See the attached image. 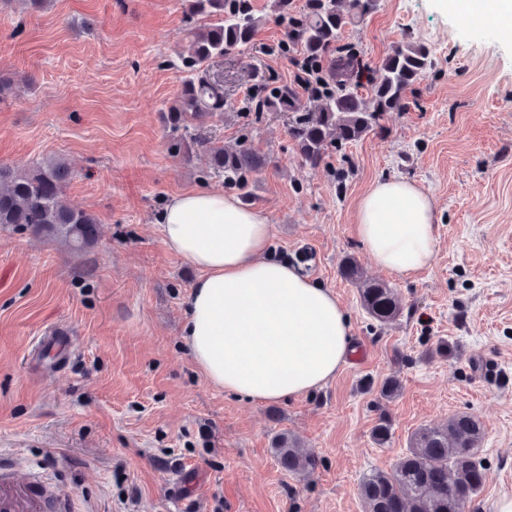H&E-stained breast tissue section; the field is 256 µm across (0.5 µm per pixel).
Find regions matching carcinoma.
I'll list each match as a JSON object with an SVG mask.
<instances>
[{
    "instance_id": "cac0c4a2",
    "label": "carcinoma",
    "mask_w": 512,
    "mask_h": 512,
    "mask_svg": "<svg viewBox=\"0 0 512 512\" xmlns=\"http://www.w3.org/2000/svg\"><path fill=\"white\" fill-rule=\"evenodd\" d=\"M188 12L201 20L192 30L188 55L180 58L187 73L176 103L164 114V122L174 136L176 149L186 159L203 151L215 172L228 185L245 184L247 176L268 164L250 147L234 149L201 136L206 118L224 110V82L211 77L204 64L214 57L246 49L256 32L251 0H186ZM305 0L303 9L288 15V0H276V17L288 19V45L300 50L314 63L329 61L322 74L323 89L316 105L306 108L296 103L286 86L271 88L260 97L258 110L278 108L293 112L288 134L296 142L302 160L316 167L329 148L359 140L379 124L387 112L406 107L407 93L433 69L429 51L407 43L395 48L382 62L379 80L367 91L360 88V62L348 47L339 44L344 28L373 13L378 0ZM69 169L59 158L24 168L0 166V228L22 226L49 239H60L77 250L93 242L96 218L85 209L62 201ZM339 274L358 288L367 313L380 323L397 318L401 302L394 288L364 276L356 260L347 258ZM400 391L397 379H386L379 390V415L372 428L373 441L380 447L392 438V419L385 403ZM484 432L479 419L467 412L448 417L439 427L414 431L408 449L388 469H376L360 482L364 512H465L483 490L485 469L479 460ZM273 453L281 468L301 474L312 468L313 460L297 448L288 436L274 437Z\"/></svg>"
}]
</instances>
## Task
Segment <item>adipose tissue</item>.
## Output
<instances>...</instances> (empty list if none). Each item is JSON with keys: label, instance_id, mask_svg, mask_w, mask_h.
Masks as SVG:
<instances>
[{"label": "adipose tissue", "instance_id": "ef3b65f1", "mask_svg": "<svg viewBox=\"0 0 512 512\" xmlns=\"http://www.w3.org/2000/svg\"><path fill=\"white\" fill-rule=\"evenodd\" d=\"M158 222L166 248L199 272L181 336L210 384L275 402L336 376L352 350L349 318L334 292L268 257L259 210L196 188L171 196ZM355 233L377 266L414 274L434 255L436 202L411 182L376 181L357 205Z\"/></svg>", "mask_w": 512, "mask_h": 512}]
</instances>
